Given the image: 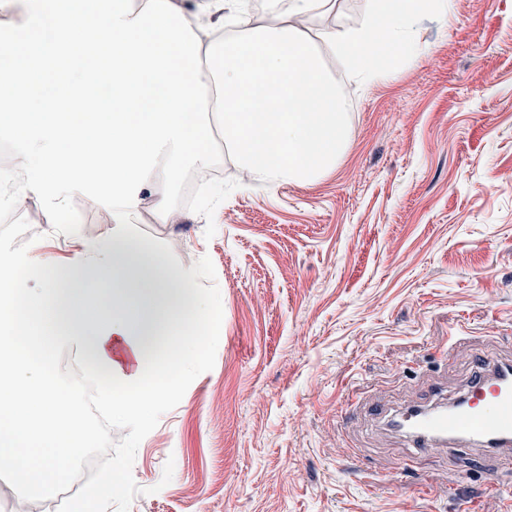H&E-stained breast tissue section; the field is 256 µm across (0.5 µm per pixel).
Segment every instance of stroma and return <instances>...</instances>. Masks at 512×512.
Here are the masks:
<instances>
[{
	"label": "stroma",
	"mask_w": 512,
	"mask_h": 512,
	"mask_svg": "<svg viewBox=\"0 0 512 512\" xmlns=\"http://www.w3.org/2000/svg\"><path fill=\"white\" fill-rule=\"evenodd\" d=\"M410 39L319 181L244 187L228 164L215 204L182 180L178 222L132 224L178 267L211 258L223 320L213 369L137 448L129 512H512V472L409 457L375 417L463 390L477 349L512 357V0H453ZM71 202L79 238L18 220L0 251L73 260L110 217Z\"/></svg>",
	"instance_id": "stroma-1"
}]
</instances>
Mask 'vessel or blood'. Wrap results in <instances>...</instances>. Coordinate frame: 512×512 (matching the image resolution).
Wrapping results in <instances>:
<instances>
[{
	"mask_svg": "<svg viewBox=\"0 0 512 512\" xmlns=\"http://www.w3.org/2000/svg\"><path fill=\"white\" fill-rule=\"evenodd\" d=\"M405 444L425 453L443 447L457 456L486 445L483 459L500 472L512 471V360L475 356L466 390L448 402L424 401L392 414Z\"/></svg>",
	"mask_w": 512,
	"mask_h": 512,
	"instance_id": "1",
	"label": "vessel or blood"
}]
</instances>
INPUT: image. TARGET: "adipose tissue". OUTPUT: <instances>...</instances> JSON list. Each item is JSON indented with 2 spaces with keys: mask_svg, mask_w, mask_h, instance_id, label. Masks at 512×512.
Listing matches in <instances>:
<instances>
[{
  "mask_svg": "<svg viewBox=\"0 0 512 512\" xmlns=\"http://www.w3.org/2000/svg\"><path fill=\"white\" fill-rule=\"evenodd\" d=\"M212 3L189 13L182 0H0V130L18 143L0 205L34 198L58 218L78 195L112 221L70 263L0 255V461L29 492L61 484L60 458L93 438L78 407L57 400L58 353L78 350L101 403L135 425L214 324L192 276L126 230L144 199L170 223L158 187L183 166L213 167L216 135L250 182L319 181L347 150L353 86L394 78L416 53L414 20L452 11L450 0H373L338 32L315 25L336 0H272L265 24L249 0H224L220 26L205 20Z\"/></svg>",
  "mask_w": 512,
  "mask_h": 512,
  "instance_id": "1",
  "label": "adipose tissue"
}]
</instances>
